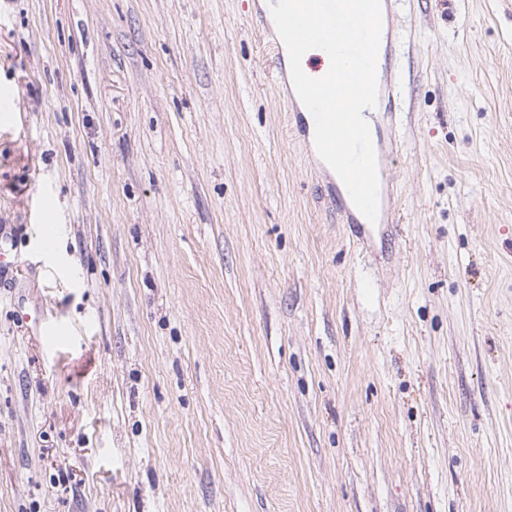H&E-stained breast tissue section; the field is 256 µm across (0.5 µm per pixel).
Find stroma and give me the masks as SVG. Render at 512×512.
<instances>
[{
	"label": "stroma",
	"mask_w": 512,
	"mask_h": 512,
	"mask_svg": "<svg viewBox=\"0 0 512 512\" xmlns=\"http://www.w3.org/2000/svg\"><path fill=\"white\" fill-rule=\"evenodd\" d=\"M254 2L0 5V512H512V0L402 7L365 246ZM258 3L255 10V18L260 23L269 43V47L274 55L275 71L274 81L280 91L284 87L286 95L282 92L283 98L290 108V119L295 120V129L297 131L298 140L306 146L312 148L320 168L329 176L326 184V192L331 200L339 202V210L346 218L347 224H360L358 227V239L364 243L366 233L374 231L376 228L388 225L392 222L394 216V207L390 202L389 188L392 182L387 174V159L390 153L398 150L401 146V140L396 138L395 118L401 112H396V106L400 100L399 83L396 72L392 67L393 59L400 54L403 47V36L397 32L396 24V8L399 0H381V10L383 18V27L380 36L378 61H377V102L374 112L381 113L379 118L382 124L389 131L388 141L378 139L376 127L370 126L371 138L376 153L377 172L379 179V211L375 223L370 222L353 204L349 193L343 182H336V173L320 158L315 147V122L312 114L303 105L299 99L293 85L291 76L290 59L288 56V69L284 57L285 45L280 39L275 23L273 21L268 0ZM377 136L375 139L374 136ZM389 199V205L385 200ZM344 203V204H343Z\"/></svg>",
	"instance_id": "stroma-1"
}]
</instances>
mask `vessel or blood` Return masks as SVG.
Masks as SVG:
<instances>
[{
	"instance_id": "b4317fda",
	"label": "vessel or blood",
	"mask_w": 512,
	"mask_h": 512,
	"mask_svg": "<svg viewBox=\"0 0 512 512\" xmlns=\"http://www.w3.org/2000/svg\"><path fill=\"white\" fill-rule=\"evenodd\" d=\"M399 0H381L383 27L380 36L377 61V102L376 112L380 114L382 124L390 133L388 139L374 140L377 172L379 179V197L381 205L376 221H369L353 204L349 193L343 183L329 180L326 192L330 199L339 202V210L347 223L360 225L363 231L371 232L376 227L392 223L394 216L393 206L387 205L391 181L387 174V159L390 153L398 150L401 145L394 131L396 129V106L400 99L399 83L392 62L403 46V37L397 31L396 8ZM255 18L260 23L274 55L275 71L274 81L277 88L285 89V100L290 108L291 117L296 123L299 141L306 146H313L315 135V122L312 114L299 99L293 85L291 71L288 69L284 57L285 45L280 39L273 21L267 0H262L255 10Z\"/></svg>"
}]
</instances>
